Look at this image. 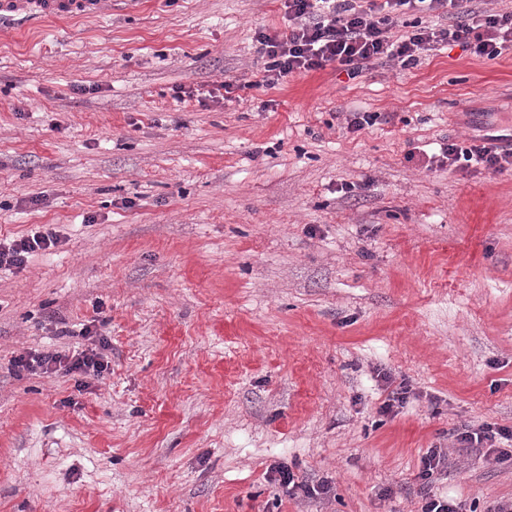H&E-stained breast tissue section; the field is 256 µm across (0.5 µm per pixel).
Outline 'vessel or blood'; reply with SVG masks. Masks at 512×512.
Wrapping results in <instances>:
<instances>
[{
	"instance_id": "b4317fda",
	"label": "vessel or blood",
	"mask_w": 512,
	"mask_h": 512,
	"mask_svg": "<svg viewBox=\"0 0 512 512\" xmlns=\"http://www.w3.org/2000/svg\"><path fill=\"white\" fill-rule=\"evenodd\" d=\"M111 10L112 0H0V23L93 18Z\"/></svg>"
}]
</instances>
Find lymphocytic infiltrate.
<instances>
[{
	"label": "lymphocytic infiltrate",
	"instance_id": "f902f5d3",
	"mask_svg": "<svg viewBox=\"0 0 512 512\" xmlns=\"http://www.w3.org/2000/svg\"><path fill=\"white\" fill-rule=\"evenodd\" d=\"M288 31L259 32L258 52L265 58L262 84L273 86L290 76L335 64L356 78L375 65L394 62L402 68L418 64L439 46L460 45L479 58L493 60L512 50V10L472 8L471 0H285ZM445 15L448 25L413 23L400 31L404 10ZM472 163L486 174L512 173V149L490 143L488 137L449 141L441 149L438 167L456 170L459 162ZM56 230L39 226L8 243L0 242V268H20L30 254L58 245ZM107 366L99 353L74 355L43 352L19 356L14 372H62L100 376ZM447 453L429 449L418 477L425 489L420 512H458L454 503L429 488L433 475L446 464Z\"/></svg>",
	"mask_w": 512,
	"mask_h": 512
}]
</instances>
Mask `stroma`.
Here are the masks:
<instances>
[{"label": "stroma", "mask_w": 512, "mask_h": 512, "mask_svg": "<svg viewBox=\"0 0 512 512\" xmlns=\"http://www.w3.org/2000/svg\"><path fill=\"white\" fill-rule=\"evenodd\" d=\"M285 12L115 0L0 32V239L61 238L0 270V512H420L431 448L462 512L512 499V457L456 440L512 428V175L427 164L512 127V53L262 87ZM86 326L104 377L13 374Z\"/></svg>", "instance_id": "1"}]
</instances>
